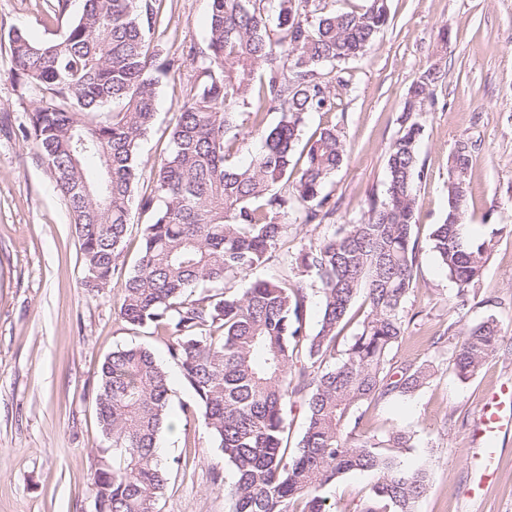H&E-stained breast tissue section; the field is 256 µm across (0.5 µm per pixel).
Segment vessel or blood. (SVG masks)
<instances>
[{
  "mask_svg": "<svg viewBox=\"0 0 512 512\" xmlns=\"http://www.w3.org/2000/svg\"><path fill=\"white\" fill-rule=\"evenodd\" d=\"M511 429L512 384L506 382L498 391L484 397L479 418L470 433L474 461L471 494H478L494 478L499 462L497 438Z\"/></svg>",
  "mask_w": 512,
  "mask_h": 512,
  "instance_id": "b4317fda",
  "label": "vessel or blood"
}]
</instances>
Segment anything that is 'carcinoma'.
I'll use <instances>...</instances> for the list:
<instances>
[{"instance_id": "obj_1", "label": "carcinoma", "mask_w": 512, "mask_h": 512, "mask_svg": "<svg viewBox=\"0 0 512 512\" xmlns=\"http://www.w3.org/2000/svg\"><path fill=\"white\" fill-rule=\"evenodd\" d=\"M329 2L276 0L272 9L271 0H207L205 44L193 54L196 84L152 167L151 192L140 195L139 143L153 126L161 75L174 68L157 64L153 34L163 0H84L58 38L37 41L19 29L9 36L11 79L34 101L19 133L66 201L89 292L100 293L125 266L131 204L149 215L119 315L166 340L194 394L182 405L185 418L202 416L233 469L232 512H333L323 489L353 471L375 477L362 512H416L429 486L427 470L398 461L411 437L367 434L362 411L431 377L425 365L397 370L390 358L416 287L424 128L411 113H402L389 148L385 194L368 199L361 222L309 240L295 259V280L225 287L272 260L288 219L319 225L335 209L324 187L343 164L345 145L333 125L297 151L305 119L334 110L336 88L348 86L345 65L366 54L390 14L388 0H366L359 11ZM437 79L429 67L409 100L431 98ZM272 112L279 119L268 126ZM244 126L263 145L241 165ZM472 161L471 147L459 145L448 170L447 216L430 234L457 285L451 309L459 316L490 249L462 234ZM306 274L320 282L314 333ZM360 295L366 314L338 360L337 329ZM499 341L494 318L470 329L452 353L458 378L475 375ZM170 399L168 375L151 350L121 347L105 357L95 395L108 443L92 478L99 512H156L167 484L156 445ZM298 400L306 426L290 454L288 408Z\"/></svg>"}]
</instances>
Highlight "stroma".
<instances>
[{
	"instance_id": "obj_1",
	"label": "stroma",
	"mask_w": 512,
	"mask_h": 512,
	"mask_svg": "<svg viewBox=\"0 0 512 512\" xmlns=\"http://www.w3.org/2000/svg\"><path fill=\"white\" fill-rule=\"evenodd\" d=\"M56 0H0V512H93L92 476L106 443L97 420L94 388L113 349L143 346L154 352L172 388L169 425L157 451L169 465L159 512H230L224 486L233 473L213 445L202 418L186 419L193 393L169 358L163 338L132 328L119 316L125 278L115 275L102 293L84 286L82 251L68 207L36 150L17 137L31 108L8 77L10 32L32 38L60 35L83 0H68L56 18ZM392 21L367 55L348 63L347 90L329 113L306 119L304 138L336 126L347 159L325 190L335 212L320 225L289 233L276 257L254 276L290 274L289 261L309 240L335 226L358 222L370 196H383L385 158L399 130L411 85L429 66L440 69L433 96L416 114L424 127L419 160L415 234L417 286L404 314L408 329L391 353L396 366L430 364L434 374L409 396L373 403L366 431L411 435L405 464L426 467L429 488L418 512H512V433L502 435L493 482L471 499L470 430L483 398L512 379V0H390ZM449 27L450 42L439 31ZM207 32V0H166L155 37L179 63L158 89L154 125L139 146L145 167L159 161L185 92L194 84L192 48ZM473 149L469 200L462 221L473 238L494 246L465 317L450 301L456 285L432 249L430 233L442 222L448 168L459 143ZM502 339L478 373L460 380L451 355L458 340L487 317ZM190 466L179 465L182 457ZM224 481L214 484L209 467ZM374 481L352 472L323 493L336 512H355Z\"/></svg>"
}]
</instances>
